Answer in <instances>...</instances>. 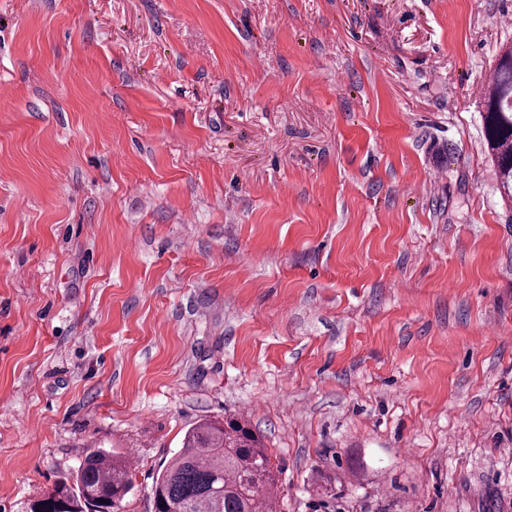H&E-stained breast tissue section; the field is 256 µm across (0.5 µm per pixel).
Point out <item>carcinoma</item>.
Returning a JSON list of instances; mask_svg holds the SVG:
<instances>
[{
	"label": "carcinoma",
	"mask_w": 512,
	"mask_h": 512,
	"mask_svg": "<svg viewBox=\"0 0 512 512\" xmlns=\"http://www.w3.org/2000/svg\"><path fill=\"white\" fill-rule=\"evenodd\" d=\"M481 112L500 193L512 191V50L500 53ZM274 465L243 417L206 420L188 430L182 448L153 477V512H277ZM131 464L104 449L89 451L76 473L21 505L22 512H117L131 490Z\"/></svg>",
	"instance_id": "1"
}]
</instances>
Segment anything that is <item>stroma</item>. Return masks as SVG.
I'll return each mask as SVG.
<instances>
[{"mask_svg": "<svg viewBox=\"0 0 512 512\" xmlns=\"http://www.w3.org/2000/svg\"><path fill=\"white\" fill-rule=\"evenodd\" d=\"M512 0H0V512H120L244 415L279 512H512ZM335 475L334 497L314 488ZM492 72L493 83L485 94L481 112L484 141L495 164L498 189L512 191V50L501 52ZM131 469L125 457L90 450L75 474L60 478L42 496L23 503L21 511L87 512L94 507V512H117L132 487Z\"/></svg>", "mask_w": 512, "mask_h": 512, "instance_id": "stroma-1", "label": "stroma"}]
</instances>
